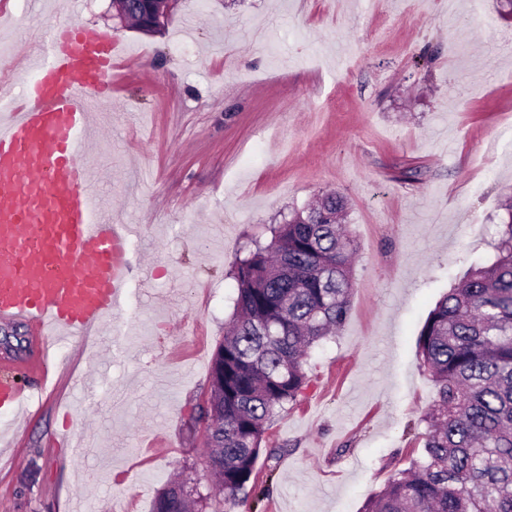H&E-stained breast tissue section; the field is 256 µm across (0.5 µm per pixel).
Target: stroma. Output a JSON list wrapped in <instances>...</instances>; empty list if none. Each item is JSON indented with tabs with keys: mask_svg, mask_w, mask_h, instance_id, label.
Listing matches in <instances>:
<instances>
[{
	"mask_svg": "<svg viewBox=\"0 0 512 512\" xmlns=\"http://www.w3.org/2000/svg\"><path fill=\"white\" fill-rule=\"evenodd\" d=\"M10 69L53 26L112 35L122 78L80 157L103 202L142 225L152 267L103 345L54 348L53 393L0 412V512H152L176 477L212 485L190 415L210 388L233 308L230 271L280 213L348 199L358 245L348 317L305 364L308 387L271 421L249 512H360L422 447L436 386L419 331L471 264L494 253L512 195V36L498 0H177L162 30L110 0H0ZM42 344L0 322V365L34 380ZM90 443L77 455L71 439ZM281 449L278 462L265 452Z\"/></svg>",
	"mask_w": 512,
	"mask_h": 512,
	"instance_id": "35a3bbf8",
	"label": "stroma"
}]
</instances>
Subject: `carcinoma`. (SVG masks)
Wrapping results in <instances>:
<instances>
[{"mask_svg": "<svg viewBox=\"0 0 512 512\" xmlns=\"http://www.w3.org/2000/svg\"><path fill=\"white\" fill-rule=\"evenodd\" d=\"M148 0H119L132 25ZM491 261L472 264L430 311L417 355L437 387L422 448L362 512H512V202ZM334 191L282 218L270 242L237 260L234 311L211 370L209 465L219 484L202 493L165 487L153 512H235L255 484L268 423L308 385L309 348L346 320L355 240Z\"/></svg>", "mask_w": 512, "mask_h": 512, "instance_id": "carcinoma-1", "label": "carcinoma"}]
</instances>
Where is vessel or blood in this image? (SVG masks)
Returning a JSON list of instances; mask_svg holds the SVG:
<instances>
[{
    "mask_svg": "<svg viewBox=\"0 0 512 512\" xmlns=\"http://www.w3.org/2000/svg\"><path fill=\"white\" fill-rule=\"evenodd\" d=\"M114 45L98 28L58 25L21 96L0 95V320L32 327L47 348L98 335L130 283L151 278L79 158L112 97ZM25 395L0 369V409L20 408Z\"/></svg>",
    "mask_w": 512,
    "mask_h": 512,
    "instance_id": "1",
    "label": "vessel or blood"
}]
</instances>
